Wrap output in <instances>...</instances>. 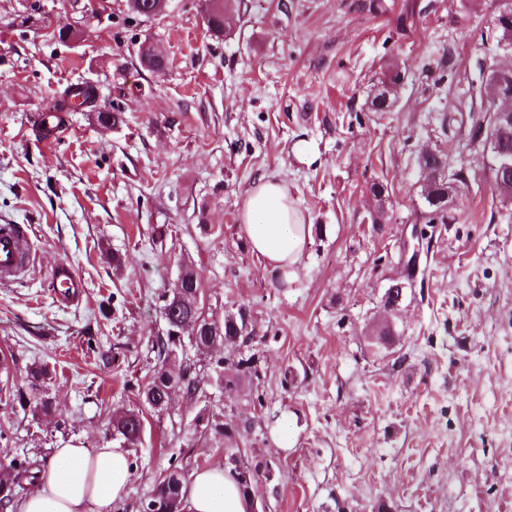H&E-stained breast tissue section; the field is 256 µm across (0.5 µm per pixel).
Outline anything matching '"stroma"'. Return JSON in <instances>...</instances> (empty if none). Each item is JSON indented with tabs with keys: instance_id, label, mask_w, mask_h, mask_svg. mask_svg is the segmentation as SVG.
<instances>
[{
	"instance_id": "35a3bbf8",
	"label": "stroma",
	"mask_w": 512,
	"mask_h": 512,
	"mask_svg": "<svg viewBox=\"0 0 512 512\" xmlns=\"http://www.w3.org/2000/svg\"><path fill=\"white\" fill-rule=\"evenodd\" d=\"M386 2L381 13L370 0H233L217 37L203 0H170L151 19L127 0H0V224L33 228L29 270L0 283V461L110 440V416L139 407L161 297L189 266L206 315L245 312L247 330L188 351L193 396L142 409L112 512H140L169 471L231 452L265 466L258 512H512V197L485 143L469 141L482 114L471 95L512 62L480 38L500 0H416L405 31L404 0ZM146 42L164 49V70L141 67ZM393 62L397 97L373 111ZM86 81L120 122L71 112L69 134L42 138L36 113ZM428 150L466 172L444 224L422 218ZM262 176L286 182L313 225L291 284L239 223ZM408 243L418 269L389 315ZM63 260L85 286L64 308L48 290ZM114 347L120 361L105 368ZM35 361L57 370L48 417L8 397ZM204 414L232 423L234 440Z\"/></svg>"
}]
</instances>
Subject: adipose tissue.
Returning <instances> with one entry per match:
<instances>
[{
	"mask_svg": "<svg viewBox=\"0 0 512 512\" xmlns=\"http://www.w3.org/2000/svg\"><path fill=\"white\" fill-rule=\"evenodd\" d=\"M240 223L251 252L286 282L298 279L312 224L288 186L259 179L243 202ZM131 478L127 452L114 441L55 449L17 512H112ZM185 512H249L234 475L213 464L193 473L183 489Z\"/></svg>",
	"mask_w": 512,
	"mask_h": 512,
	"instance_id": "ef3b65f1",
	"label": "adipose tissue"
}]
</instances>
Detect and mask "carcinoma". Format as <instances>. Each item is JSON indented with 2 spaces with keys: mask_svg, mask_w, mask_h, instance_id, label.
<instances>
[{
  "mask_svg": "<svg viewBox=\"0 0 512 512\" xmlns=\"http://www.w3.org/2000/svg\"><path fill=\"white\" fill-rule=\"evenodd\" d=\"M401 84V72H388L381 81V88L373 97L371 105L374 111H382L390 106ZM88 82L65 88L49 112L60 114L73 112L79 107L93 111L97 109L98 99L92 97ZM446 164L434 156L421 157V167L425 172L422 189L426 210L424 219L428 224L446 223L448 219V183L466 182L463 170L448 174V181L435 178L439 165ZM180 296L170 295L163 300L161 310H170L169 322L178 330L177 322H188L196 328V335L189 337L191 347L197 352H208L217 343H224L229 338H240L245 333L244 314H228L217 321L205 316L199 301L200 284L196 272L189 266L182 268ZM184 337L166 334L157 340V357L159 366L154 370L150 380L138 388L139 400L155 410L164 409L162 393L179 389L192 395L197 389L195 379L184 366ZM54 375L46 364H34L26 370L22 382L12 387V401L34 416L48 415L52 412L53 401L49 396V386ZM142 418L135 411L115 415L110 420L111 436L120 440L126 447H135L141 443L140 426ZM41 463L27 457H14L9 462H0V507L11 504L25 486L33 484L40 473ZM183 474L172 470L149 493L148 500L157 506V512H182L181 487Z\"/></svg>",
  "mask_w": 512,
  "mask_h": 512,
  "instance_id": "carcinoma-1",
  "label": "carcinoma"
}]
</instances>
